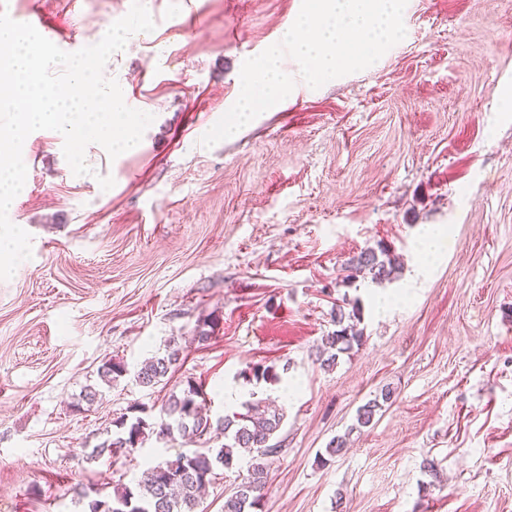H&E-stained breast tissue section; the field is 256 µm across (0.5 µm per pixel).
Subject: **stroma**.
I'll return each mask as SVG.
<instances>
[{
    "label": "stroma",
    "mask_w": 512,
    "mask_h": 512,
    "mask_svg": "<svg viewBox=\"0 0 512 512\" xmlns=\"http://www.w3.org/2000/svg\"><path fill=\"white\" fill-rule=\"evenodd\" d=\"M131 3L0 11L20 22L39 8L81 48ZM300 6L151 0L154 30L104 70L154 117L143 150L112 160L89 145L77 176L51 131L30 134L9 219L32 256L0 280V512H88L135 487L144 461L194 450L152 436L129 457L92 453L191 382L214 420L253 394L283 409L260 512H512V0H408L405 38L376 63L298 81L285 106L201 146L244 60ZM430 225L445 233L433 255ZM381 244L396 278L350 277L349 257ZM356 305L362 345L321 369L335 310ZM172 341L183 364L136 385ZM112 359L129 374L108 386ZM257 362L288 371L254 387L240 372ZM384 387L392 405L353 431ZM337 436L348 449L327 457Z\"/></svg>",
    "instance_id": "stroma-1"
}]
</instances>
